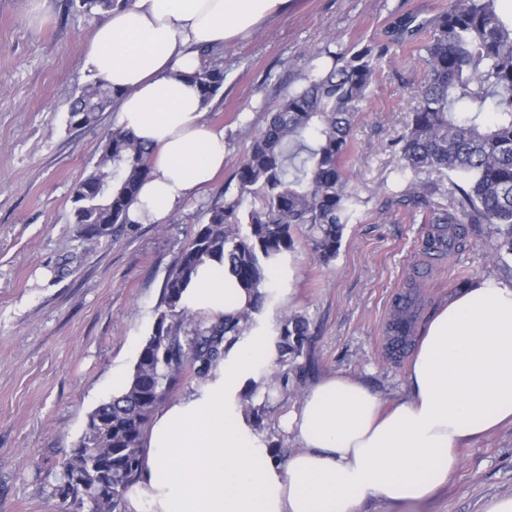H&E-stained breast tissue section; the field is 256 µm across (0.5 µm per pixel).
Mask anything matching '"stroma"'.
<instances>
[{
    "instance_id": "obj_1",
    "label": "stroma",
    "mask_w": 512,
    "mask_h": 512,
    "mask_svg": "<svg viewBox=\"0 0 512 512\" xmlns=\"http://www.w3.org/2000/svg\"><path fill=\"white\" fill-rule=\"evenodd\" d=\"M442 0H292L286 14L213 55L224 86L205 118L222 127L224 170L163 224H116L87 236L73 222L72 189L92 170L114 111L93 125L69 124V108L93 78L84 64L95 25L72 0H0V512H57L51 494L62 461L89 413L112 397V376L131 375L150 334L165 280L205 211L248 155L269 112L298 73L324 67L315 49L384 37L404 13L427 21ZM409 45L383 59L347 158L360 199L333 261L311 254L305 231L290 257L296 275L273 319L309 321L300 356L274 361L252 403L265 412L253 432L279 461L300 449L289 412L318 380L343 374L384 406L409 395L407 372L435 310L461 288L511 282L496 265L501 239L488 226L439 255L426 250L427 211L400 203L395 140L424 81ZM409 294L414 323L405 353L393 354L387 320ZM461 464L427 500L402 506L377 497L358 512H487L512 496V423L464 442Z\"/></svg>"
}]
</instances>
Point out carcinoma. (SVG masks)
<instances>
[{
	"label": "carcinoma",
	"mask_w": 512,
	"mask_h": 512,
	"mask_svg": "<svg viewBox=\"0 0 512 512\" xmlns=\"http://www.w3.org/2000/svg\"><path fill=\"white\" fill-rule=\"evenodd\" d=\"M501 0H448L429 21L430 34L415 51L426 71L423 90L399 139L400 171L410 178L406 195L431 212L428 250L446 252L462 224L497 227L498 259L512 258V16ZM127 0H77V9L100 16ZM417 15L396 18L383 40L360 48L320 51L330 67L297 77L298 85L271 112L237 168L235 191L206 211L168 274L151 334L137 356L128 385L99 404L61 464L52 495L62 512H125L139 482L143 439L156 409L190 366L206 376L224 359L228 344L253 321L252 313L215 322H194L182 296L207 260L224 267L256 302L267 293L271 260L292 251L295 233L307 230L312 253L336 258L343 231L355 216V195L346 172L352 132L382 59L392 44L415 36ZM210 103L224 86V68L205 64L192 76ZM112 106V87L86 85L69 110V122L93 124ZM150 173V151L131 132L106 135L93 171L72 190L75 223L92 236L129 223L139 184ZM308 321L284 319L279 356L301 353Z\"/></svg>",
	"instance_id": "obj_1"
}]
</instances>
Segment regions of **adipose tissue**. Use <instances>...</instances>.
<instances>
[{
  "instance_id": "obj_1",
  "label": "adipose tissue",
  "mask_w": 512,
  "mask_h": 512,
  "mask_svg": "<svg viewBox=\"0 0 512 512\" xmlns=\"http://www.w3.org/2000/svg\"><path fill=\"white\" fill-rule=\"evenodd\" d=\"M290 0H128L93 28L85 63L112 86L119 128L152 151L129 210L163 223L224 166L222 128L208 123L191 76L202 50L252 33ZM254 302L213 259L182 303L214 320ZM232 344L197 392L154 416L131 512H357L365 498L416 503L459 466L458 449L512 420V282L461 289L425 326L407 373L410 396L383 409L360 382L322 379L288 417L300 443L279 464L239 409L265 384L275 342L270 307Z\"/></svg>"
}]
</instances>
